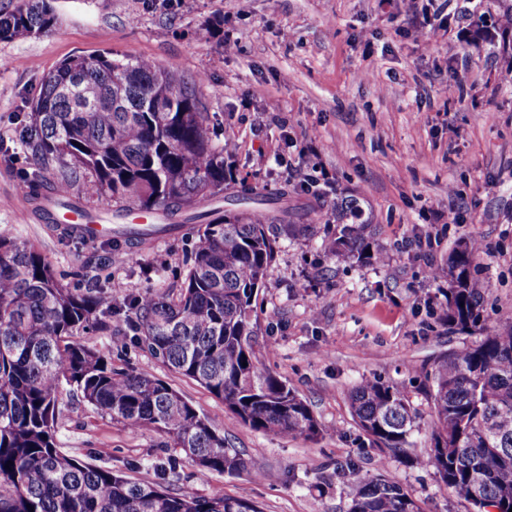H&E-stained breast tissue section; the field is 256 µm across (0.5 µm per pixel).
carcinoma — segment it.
Masks as SVG:
<instances>
[{"label": "carcinoma", "mask_w": 512, "mask_h": 512, "mask_svg": "<svg viewBox=\"0 0 512 512\" xmlns=\"http://www.w3.org/2000/svg\"><path fill=\"white\" fill-rule=\"evenodd\" d=\"M46 0H17L0 11V41L51 31ZM201 80L149 58L112 54L73 57L43 80L30 112L29 147L53 170L50 193L156 211L166 220L199 224V242L176 297L148 291L125 319L133 340L170 370L204 387L239 419L270 437L321 434L309 405L257 359L253 302L282 235L306 236L285 194L266 199L241 188L237 201L257 203L242 217L220 208L224 197V146L213 142L198 95ZM352 218L331 233L336 256L386 253L372 249V225ZM473 242L460 244L435 278L448 280V323L476 326L483 313L484 282L471 266ZM112 304L105 293H78L61 284L31 244L0 232V512H260L253 502L214 493L174 492L179 462L167 460L161 483H144L70 456L58 438L66 393L131 429L165 436L196 467L200 480L249 469L224 445L219 418L196 407L164 381L112 365L75 340L98 326ZM436 416L430 447L415 463L433 469L448 492L486 512L512 509V325L475 346L439 358L427 372ZM361 430L392 455L405 451L419 414L405 392L366 380L350 394ZM348 512H423L399 485L381 476L353 474ZM34 510H29V507Z\"/></svg>", "instance_id": "obj_1"}]
</instances>
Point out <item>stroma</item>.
<instances>
[{
    "label": "stroma",
    "mask_w": 512,
    "mask_h": 512,
    "mask_svg": "<svg viewBox=\"0 0 512 512\" xmlns=\"http://www.w3.org/2000/svg\"><path fill=\"white\" fill-rule=\"evenodd\" d=\"M426 3L54 0L51 32L0 41V231L31 243L69 288L96 285L117 306L149 289L177 292L198 242L194 231L145 249L124 238L105 268L106 239L63 237L31 208L37 164L30 148H11L28 136L44 77L74 56L147 57L203 77L214 142L239 144L226 160L231 190L243 185L261 198L287 191L298 223L315 227L278 240L252 321L263 366L307 402L323 430L317 441L268 437L133 340L98 328L80 334L113 365L161 379L200 412L223 416L226 446L260 472L202 483L184 459L177 492H222L260 512H348L352 466L399 484L423 512H473L412 458L429 445L424 376L434 358L512 324V52L500 38L512 0H448L447 29L423 33L411 18ZM206 25L218 36L205 37ZM300 155L326 173L321 201L276 163ZM342 199L356 200L373 225L386 265L327 251ZM450 209L457 223H439ZM471 238L486 245L471 273L488 291L481 321L461 333L448 325L447 282L430 272ZM373 379L403 389L420 415L405 454L377 449L352 415L351 391ZM59 436L72 456L143 482L157 481L158 464L173 455L155 431L127 428L75 398Z\"/></svg>",
    "instance_id": "obj_1"
}]
</instances>
